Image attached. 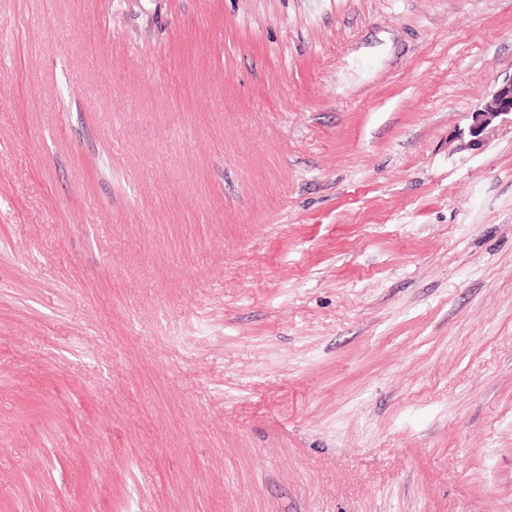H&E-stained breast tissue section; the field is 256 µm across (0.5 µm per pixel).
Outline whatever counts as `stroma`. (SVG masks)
I'll return each mask as SVG.
<instances>
[{
	"label": "stroma",
	"instance_id": "stroma-1",
	"mask_svg": "<svg viewBox=\"0 0 512 512\" xmlns=\"http://www.w3.org/2000/svg\"><path fill=\"white\" fill-rule=\"evenodd\" d=\"M512 0H0V512H512ZM507 115L512 119V77L499 84L482 107L471 113L467 145L474 148L482 146L488 129L498 118Z\"/></svg>",
	"mask_w": 512,
	"mask_h": 512
}]
</instances>
